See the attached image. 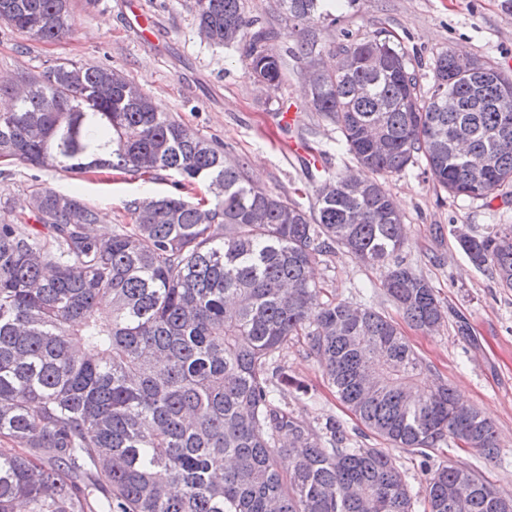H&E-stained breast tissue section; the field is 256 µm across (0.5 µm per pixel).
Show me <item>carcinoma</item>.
<instances>
[{
	"instance_id": "obj_1",
	"label": "carcinoma",
	"mask_w": 512,
	"mask_h": 512,
	"mask_svg": "<svg viewBox=\"0 0 512 512\" xmlns=\"http://www.w3.org/2000/svg\"><path fill=\"white\" fill-rule=\"evenodd\" d=\"M69 0H0V21L42 41L72 33ZM334 0H280L301 27L294 48L246 12L245 0H195L200 36L242 43L250 74L281 89L285 56L321 55L317 27ZM332 68L308 80L311 104L359 168L329 174L304 210L252 183L243 165L156 111L120 72L62 63L0 85V159L83 173L170 171L208 183L210 205L180 194L125 203L109 238L75 195L33 190L0 201V512H499L495 487L466 464L432 466L445 442L502 455L494 426L429 370L398 322L312 282L316 256L341 249L383 270L404 321L433 334L444 309L400 257L404 217L383 178L424 162L452 196L486 199L512 184V77L478 59L472 72L440 53L432 79L399 44L344 31ZM383 53L377 72L359 63ZM458 102L448 111V97ZM488 159L471 178L468 155ZM473 264L512 289V225L457 236ZM303 344L340 401L387 448H356L328 417L314 428L289 400L302 392L282 364ZM377 361L376 390L361 369ZM423 458L419 490L391 449ZM290 459L280 469L279 458Z\"/></svg>"
}]
</instances>
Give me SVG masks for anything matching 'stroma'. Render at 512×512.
I'll use <instances>...</instances> for the list:
<instances>
[{
  "label": "stroma",
  "mask_w": 512,
  "mask_h": 512,
  "mask_svg": "<svg viewBox=\"0 0 512 512\" xmlns=\"http://www.w3.org/2000/svg\"><path fill=\"white\" fill-rule=\"evenodd\" d=\"M142 2L159 25L158 44L142 42L129 27L126 0H70L73 32L59 41L43 42L0 22V76L36 74L65 61L110 66L159 103L162 112L227 158L241 161L251 182L304 209L314 201L316 184L352 166L351 156L336 146L340 133L335 125L311 108L302 63L287 58L282 90H264L248 71L243 47H215L200 37L194 0ZM343 30L356 38L400 43L423 74L437 54L448 51L512 76V0H357L354 8L337 12L335 24L322 28L319 38L326 44ZM288 105L300 116L295 136L323 150L321 168L282 152L273 116ZM173 181L167 172L148 181L107 168L73 174L0 162V199L21 200L49 186L96 205L101 223L110 228L122 222L125 201L173 192ZM385 185L405 216L402 257L431 282L449 312L463 313L471 327L467 337L451 320L430 336L410 327L404 334L434 377L448 381L465 404L493 423L504 448L498 464L485 462L474 449L455 447L433 450L432 461L464 463L512 495V291L476 267L456 240L461 231L478 236L494 225L512 224V185L486 199L452 197L420 164L386 176ZM313 272L337 299L394 311L382 290L379 267L338 250L318 255ZM282 362L289 376L309 390L292 400L296 416L312 424L335 417L358 445L382 447V440L365 436L364 426L346 411L301 346L284 350Z\"/></svg>",
  "instance_id": "stroma-1"
}]
</instances>
